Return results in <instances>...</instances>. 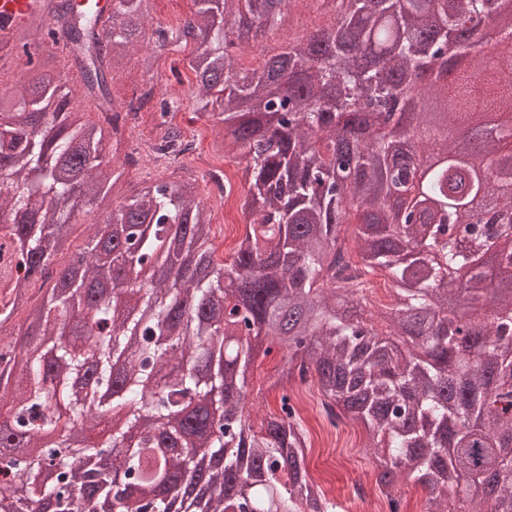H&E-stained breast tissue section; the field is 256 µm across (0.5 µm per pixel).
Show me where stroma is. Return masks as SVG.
<instances>
[{"instance_id":"35a3bbf8","label":"stroma","mask_w":512,"mask_h":512,"mask_svg":"<svg viewBox=\"0 0 512 512\" xmlns=\"http://www.w3.org/2000/svg\"><path fill=\"white\" fill-rule=\"evenodd\" d=\"M287 10V25L270 31L262 41L252 45L250 51L239 54L238 65L244 68L258 67L265 58L278 54L288 43L299 40L303 30L330 27L335 23L334 16L325 13L318 0H290ZM138 54L139 61L129 62L112 71L113 95L130 99L134 90L151 82L157 89L184 96L185 102L173 114L172 122L181 129L189 148L173 162L160 160L136 166L126 165L127 153H147L160 134L153 113H141L137 136H124L114 156V163L122 177L112 200L117 204L127 202L138 191L160 179L195 180L202 202L212 213L215 244L221 251H231L249 222L247 213L241 208L250 191L249 184L241 178L244 162L224 152L221 134L213 130L206 114L197 112L195 105L187 101L186 96L193 81L188 52L160 54L152 52L150 45L146 44ZM144 57L150 58V67H142L140 60ZM30 75L31 67L21 49L11 43L1 44L0 97L15 93ZM257 362L259 367L249 384L253 400L250 415L256 423L265 414L277 412L279 408L280 394L277 389L271 388L270 383L276 367L283 363V353L279 348H272L268 355L258 356ZM302 416L312 442L307 465L313 480L319 485L335 488L336 499L346 502L352 481L351 465L371 460L365 452V429L351 419L343 420L338 426H330L315 403L303 408Z\"/></svg>"}]
</instances>
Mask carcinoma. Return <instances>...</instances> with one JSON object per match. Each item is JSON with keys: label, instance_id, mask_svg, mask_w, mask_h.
<instances>
[{"label": "carcinoma", "instance_id": "cac0c4a2", "mask_svg": "<svg viewBox=\"0 0 512 512\" xmlns=\"http://www.w3.org/2000/svg\"><path fill=\"white\" fill-rule=\"evenodd\" d=\"M43 2L15 29L17 45L62 48L104 121L79 117L77 92L47 64L0 97V214L10 216L0 221V320L21 311L33 329L0 339V466L15 478L0 482V512H95L107 496L117 512H168L172 484L183 486V512H272L276 491L290 495V512H335L308 474V431L287 391L308 381L331 426L363 424L389 512H401L404 483L424 491L426 512H512V294L492 292L478 261L494 251L496 274L512 276V195L488 221L474 214L481 165L427 122L429 89L411 134L444 141L448 161L413 218L400 219L391 195L412 172L385 139H370L365 112L408 94L435 42L483 68L475 35L497 0H320L338 22L285 48L277 86L274 65L235 66L250 32L285 25L271 0H194L183 25L157 27L161 51L196 46L192 96L246 160L251 220L228 264L190 179L143 188L71 250L72 221L121 177L110 141L135 103L117 105L107 75L132 59L149 0H112L105 17L92 0ZM480 102L512 115L492 75ZM181 104L160 101L154 151L164 158L187 150L168 120ZM502 152L480 144L481 160L512 183V163L495 162ZM353 220L355 256L340 242ZM355 262L395 287L378 313L384 333L362 312L363 281L343 276ZM35 283L48 294L36 304ZM448 283L479 311L448 313ZM344 305L355 314L338 316ZM418 325L416 340H391ZM284 336L296 348L286 349L280 409L256 431L237 419L248 372L260 344ZM42 431L56 435L52 446L13 453L38 447ZM84 448L97 456L80 472ZM22 480L26 504L15 495ZM479 483L489 499L468 494Z\"/></svg>", "mask_w": 512, "mask_h": 512}]
</instances>
